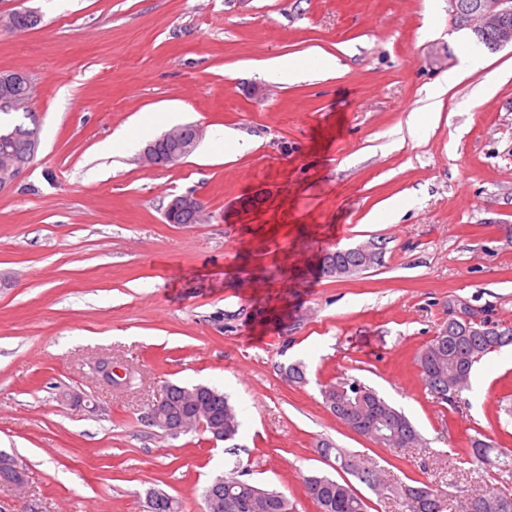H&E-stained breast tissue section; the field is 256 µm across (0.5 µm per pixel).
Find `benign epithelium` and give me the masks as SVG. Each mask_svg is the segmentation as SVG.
<instances>
[{
  "label": "benign epithelium",
  "instance_id": "benign-epithelium-1",
  "mask_svg": "<svg viewBox=\"0 0 512 512\" xmlns=\"http://www.w3.org/2000/svg\"><path fill=\"white\" fill-rule=\"evenodd\" d=\"M452 8L455 25L458 29H468L472 32L494 29L497 32L494 50H499L508 45L512 46V26L507 21L512 18V0H449ZM204 131L199 126H194V139L185 142L180 152L168 156H159L152 150V146H146L140 153L141 161L154 168H165L174 165L193 153L195 147L203 138ZM38 148V140H33L29 154L25 157H15L5 154L0 157V190L10 187L18 176L29 166ZM203 211L200 199L187 193L173 197L165 211L164 218L167 222H174L176 215L181 213H197Z\"/></svg>",
  "mask_w": 512,
  "mask_h": 512
}]
</instances>
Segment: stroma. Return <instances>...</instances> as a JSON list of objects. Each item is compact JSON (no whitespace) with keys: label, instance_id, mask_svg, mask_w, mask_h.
I'll list each match as a JSON object with an SVG mask.
<instances>
[{"label":"stroma","instance_id":"1","mask_svg":"<svg viewBox=\"0 0 512 512\" xmlns=\"http://www.w3.org/2000/svg\"><path fill=\"white\" fill-rule=\"evenodd\" d=\"M27 8L38 26L0 30V71L26 74L40 127L0 193V451L27 472L23 492L0 484V504L145 512L154 488L202 512L205 487L236 472L317 512L302 477L335 476L323 439L397 488L512 495V477L466 456L474 436L512 449V346L478 364L456 407L415 362L456 301L512 326V48H479L448 0H0ZM276 56L305 78L255 69ZM153 112L205 130L175 166L138 159L165 131L144 132ZM121 129L131 146L100 154ZM227 129L252 148L218 157ZM188 192L204 221L167 223ZM369 241L373 267L323 272L325 251ZM107 355L131 383L96 378ZM294 363L306 384L286 379ZM350 376L424 446L337 420L320 389ZM169 383L224 391L235 439L148 425ZM202 211L203 206L200 199L192 193H187L174 196L169 201L164 211V218L168 223H175L174 218L178 214L197 213L200 219Z\"/></svg>","mask_w":512,"mask_h":512}]
</instances>
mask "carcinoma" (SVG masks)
<instances>
[{
	"label": "carcinoma",
	"mask_w": 512,
	"mask_h": 512,
	"mask_svg": "<svg viewBox=\"0 0 512 512\" xmlns=\"http://www.w3.org/2000/svg\"><path fill=\"white\" fill-rule=\"evenodd\" d=\"M12 144L0 145V155L9 150L24 156L29 139L39 136L36 126L23 122L7 126ZM367 255L342 250L326 251V273L336 277L350 275L372 267L378 262L379 246L365 244ZM512 344V327L497 323L488 326L474 320L450 321L417 353L416 364L425 387L442 402L460 403L462 391L469 388L475 363L487 354ZM324 406L341 422L356 429L362 437L379 445L393 448H413L422 437L412 421L374 388L357 378H344L321 390ZM168 406L182 419V432L205 426V431L219 428L224 440H232L239 432V413L228 397L208 385H171ZM322 458L331 457L336 468L354 477L359 483L381 494L389 487L383 480V470L366 465L337 444L323 440L319 445ZM472 461L512 474V453L489 443L470 440ZM306 496L318 512H367L365 498L351 481H337L329 476L311 473L303 477ZM218 507L210 512H295L291 501L276 490L264 489L239 475L224 477V483H210L203 491ZM408 512H443V492L424 482L403 492ZM152 512H182L180 502L162 492ZM456 512H512V496L472 492L457 503Z\"/></svg>",
	"instance_id": "carcinoma-1"
}]
</instances>
